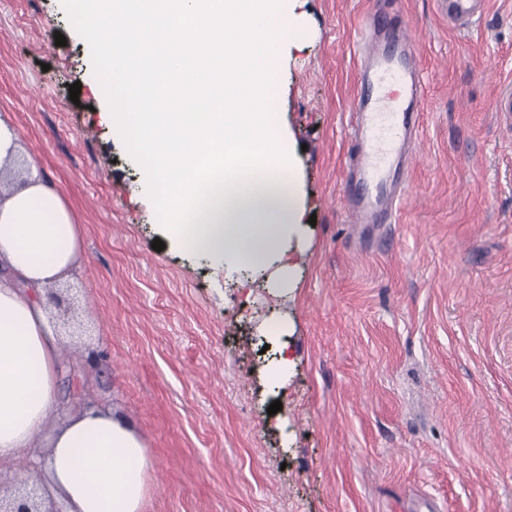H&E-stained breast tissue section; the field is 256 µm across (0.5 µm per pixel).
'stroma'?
I'll return each instance as SVG.
<instances>
[{"label": "stroma", "instance_id": "1", "mask_svg": "<svg viewBox=\"0 0 512 512\" xmlns=\"http://www.w3.org/2000/svg\"><path fill=\"white\" fill-rule=\"evenodd\" d=\"M373 5L293 0L272 24L274 110L316 218L289 236L276 288L166 239L73 0H0V116L20 144L0 180L35 163L81 226L52 287L60 417L131 424L151 459L145 512H512V0L461 27L435 0H385L414 28L426 95L395 223L356 224L340 194Z\"/></svg>", "mask_w": 512, "mask_h": 512}]
</instances>
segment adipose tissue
I'll list each match as a JSON object with an SVG mask.
<instances>
[{"mask_svg": "<svg viewBox=\"0 0 512 512\" xmlns=\"http://www.w3.org/2000/svg\"><path fill=\"white\" fill-rule=\"evenodd\" d=\"M276 0H78V30L97 37L112 76V135L142 173L141 191L183 250L287 286L289 234L303 207L294 151L273 112ZM62 194L30 172L0 189V474L47 449L46 489L67 512H144L143 440L89 410L51 436L61 339L44 290L78 257Z\"/></svg>", "mask_w": 512, "mask_h": 512, "instance_id": "ef3b65f1", "label": "adipose tissue"}]
</instances>
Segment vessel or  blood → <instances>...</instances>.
<instances>
[{
  "label": "vessel or blood",
  "instance_id": "b4317fda",
  "mask_svg": "<svg viewBox=\"0 0 512 512\" xmlns=\"http://www.w3.org/2000/svg\"><path fill=\"white\" fill-rule=\"evenodd\" d=\"M485 0H435L449 23L472 21ZM363 71L352 110L348 177L341 201L359 224L388 220L401 200L400 174L412 161L411 143L419 126L423 80L416 68L411 25L367 13Z\"/></svg>",
  "mask_w": 512,
  "mask_h": 512
}]
</instances>
